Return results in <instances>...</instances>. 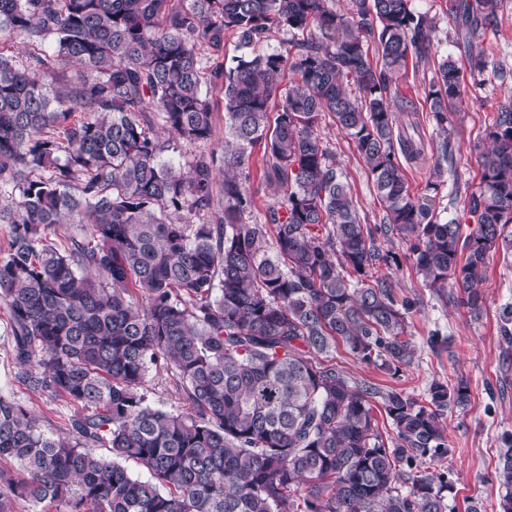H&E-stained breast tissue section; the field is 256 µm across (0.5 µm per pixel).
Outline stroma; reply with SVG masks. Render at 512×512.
<instances>
[{"label": "stroma", "instance_id": "35a3bbf8", "mask_svg": "<svg viewBox=\"0 0 512 512\" xmlns=\"http://www.w3.org/2000/svg\"><path fill=\"white\" fill-rule=\"evenodd\" d=\"M414 4L418 11L428 13L433 20L432 43L436 57L448 55L459 59L454 45L455 26L447 12L448 0H414ZM497 14V30H485L476 38L488 55V66L480 72L465 71L466 92L452 116L460 163L457 173H444L439 194L449 213L461 218L466 215L468 192L479 188L477 159L488 145L486 129L492 123L498 103L512 95V0H502ZM432 71V64L411 56L393 76L394 86L415 105L414 112L402 114L401 119L417 122L426 143L424 160L402 164L411 195L421 199L429 195L426 183L433 171L439 141L428 120L426 93ZM319 130L347 174L361 216L368 224L380 223L382 211L371 175L353 142L337 131L330 116H323ZM390 277L397 297L421 300L407 315V334L417 348L412 364L392 375L359 362L341 344L333 352L335 362L352 380L379 388L380 394L372 403L383 428L388 425L382 409L383 391L395 389L421 400L431 381L452 385L457 379L466 380L471 393L468 408L448 411L445 418L449 453L442 465L449 470L456 491L450 510L466 512L469 501L476 500L482 503L484 512H497L499 488L495 471L501 438L512 433V337L500 333L502 313L512 306V256L507 258L502 252H490L484 285L485 303L477 317L449 303L447 298L433 294L411 264L391 271ZM436 331L448 337L450 345L435 353L430 350L427 338ZM15 372L13 338L8 318L0 309V394L42 416L48 427L63 429L73 412L72 407L53 397L28 392L15 381Z\"/></svg>", "mask_w": 512, "mask_h": 512}]
</instances>
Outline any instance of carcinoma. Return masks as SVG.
I'll return each mask as SVG.
<instances>
[{"mask_svg":"<svg viewBox=\"0 0 512 512\" xmlns=\"http://www.w3.org/2000/svg\"><path fill=\"white\" fill-rule=\"evenodd\" d=\"M500 0H448L472 70L476 35ZM433 21L413 0H0V306L15 381L74 408L63 434L0 395V512H448L453 481L420 471L448 454L443 416L470 402L464 380H435L418 401L383 395L394 437L374 417L378 388L336 367L342 342L361 363L414 360L406 315L380 265L409 243L430 288L477 314L487 259L512 251V97L498 103L479 156L474 226L412 198L398 155L425 143L400 131L392 74L429 57ZM252 50L225 67L226 34ZM283 34L282 50L256 48ZM26 40L18 67L8 41ZM373 40L377 64L368 54ZM75 62L62 88L49 79ZM224 99V168L183 143L213 135ZM465 92L443 58L429 81L438 160L456 169L448 116ZM355 145L382 208L360 216L323 113ZM261 142L265 180L284 189L252 223L243 186ZM172 152L168 159L162 153ZM224 197V223L192 224ZM79 233L60 244L51 229ZM170 372L177 410L149 404L151 367ZM104 447L108 454H98ZM134 461L151 479L132 477ZM407 490L397 486L400 467ZM497 479L512 512V434Z\"/></svg>","mask_w":512,"mask_h":512,"instance_id":"carcinoma-1","label":"carcinoma"}]
</instances>
